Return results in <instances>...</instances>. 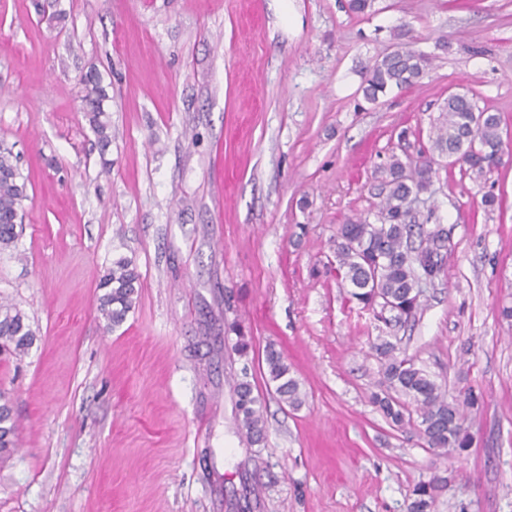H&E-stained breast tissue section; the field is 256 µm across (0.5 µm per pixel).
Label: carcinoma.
I'll return each mask as SVG.
<instances>
[{
  "label": "carcinoma",
  "mask_w": 512,
  "mask_h": 512,
  "mask_svg": "<svg viewBox=\"0 0 512 512\" xmlns=\"http://www.w3.org/2000/svg\"><path fill=\"white\" fill-rule=\"evenodd\" d=\"M432 58L401 43L378 58L365 81L364 98L375 103L387 90L417 84L430 70ZM83 110L101 151L112 143V125L102 106L105 90L97 71L90 70L80 78ZM499 114L480 110L466 93H451L440 108L432 128L431 146L423 160L412 165L391 155L382 167V199L373 216L354 215L339 225L336 232V266L332 267L340 287L348 289L351 298L365 306H380L391 314L390 321L404 326L422 306L423 280L435 279L443 270L441 250L445 247L442 228L432 229L418 224L410 200L428 189L435 156L456 161L467 159V170L484 176L500 160L503 152ZM27 198L26 183L17 158L8 147L0 148V250L15 243L19 210ZM97 311L113 328L121 324L133 308L138 296L139 274L132 262L120 257L112 262L99 280ZM36 334L26 317L16 307L0 304V351L16 357L32 346ZM381 363L384 382L389 392L373 396V403L383 416L398 428L412 424L405 396L415 403L419 422L417 431L428 448L443 454L468 446L464 426L467 409L478 404L473 392L464 394L458 403L448 402L440 386L409 359L399 357L397 344L382 339L373 345ZM269 381L275 385L280 400L293 409L303 404L298 381L282 356L269 347L265 352ZM248 367H243L235 384V414L238 425L253 443L264 439L265 421L261 400L253 394ZM15 424L8 403L0 404V462L8 460L16 443ZM448 478L433 475L412 491L408 512H431L438 493Z\"/></svg>",
  "instance_id": "1"
}]
</instances>
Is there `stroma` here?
Masks as SVG:
<instances>
[{
  "mask_svg": "<svg viewBox=\"0 0 512 512\" xmlns=\"http://www.w3.org/2000/svg\"><path fill=\"white\" fill-rule=\"evenodd\" d=\"M37 2L0 0V143L27 183L0 302L37 333L0 354L18 426L0 512H406L435 473L450 482L432 512H512V0H60L53 21ZM399 43L429 73L365 102ZM91 69L104 156L82 110ZM453 92L500 115L504 154L480 179L437 160L413 213L445 230L444 271L397 330L327 266L339 224L381 201L376 166L429 147ZM121 257L141 288L110 329L97 284ZM394 334L448 399L478 396L469 448L436 455L371 403L372 345ZM270 347L299 409L259 371ZM245 367L258 444L235 418ZM80 83L83 92V110L88 112L90 128L101 153L104 154L112 143V125L102 106L106 94L101 85L100 75L96 70L87 71L81 76Z\"/></svg>",
  "mask_w": 512,
  "mask_h": 512,
  "instance_id": "stroma-1",
  "label": "stroma"
}]
</instances>
